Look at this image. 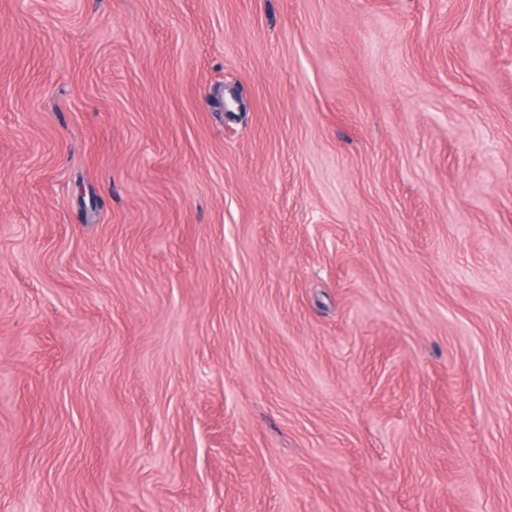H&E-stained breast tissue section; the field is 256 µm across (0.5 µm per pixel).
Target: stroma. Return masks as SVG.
I'll use <instances>...</instances> for the list:
<instances>
[{
  "instance_id": "35a3bbf8",
  "label": "stroma",
  "mask_w": 512,
  "mask_h": 512,
  "mask_svg": "<svg viewBox=\"0 0 512 512\" xmlns=\"http://www.w3.org/2000/svg\"><path fill=\"white\" fill-rule=\"evenodd\" d=\"M0 512H512V7L0 0Z\"/></svg>"
}]
</instances>
